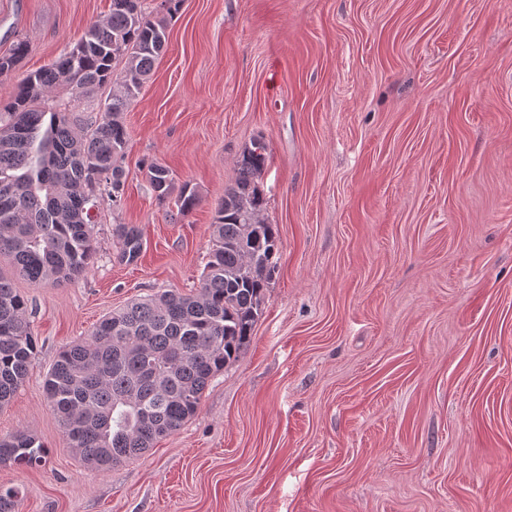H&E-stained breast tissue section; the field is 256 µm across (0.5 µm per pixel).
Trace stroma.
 <instances>
[{
    "label": "stroma",
    "instance_id": "obj_1",
    "mask_svg": "<svg viewBox=\"0 0 512 512\" xmlns=\"http://www.w3.org/2000/svg\"><path fill=\"white\" fill-rule=\"evenodd\" d=\"M111 0H0V55L72 49ZM123 120L124 200L89 270L14 278L37 354L0 437L15 512H512V0H183ZM268 144L280 257L239 358L194 416L100 473L43 393L59 350L129 301L192 292L245 146ZM200 202L176 217L147 167ZM143 250L121 261L113 224ZM149 183L159 201H164L173 187L172 171L161 164H153L148 168ZM36 437L26 431H18L0 439V464L33 467L42 463L46 451Z\"/></svg>",
    "mask_w": 512,
    "mask_h": 512
}]
</instances>
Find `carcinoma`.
<instances>
[{"label":"carcinoma","mask_w":512,"mask_h":512,"mask_svg":"<svg viewBox=\"0 0 512 512\" xmlns=\"http://www.w3.org/2000/svg\"><path fill=\"white\" fill-rule=\"evenodd\" d=\"M143 0H112L108 17L91 25L63 56L26 74L0 98V256L12 274L35 285H60L86 273L93 258L90 205L106 195L121 205L128 134L122 116L168 44L167 18L182 0H161L157 16ZM29 53L23 38L0 56V76L16 72ZM116 87L98 120L50 106L57 89L88 96ZM268 146L258 138L238 163L211 224L213 248L199 290H162L102 318L90 334L63 348L44 380L70 448L104 473L139 457L177 430L199 406L209 381L235 361L262 312L276 267L274 225L261 218L258 180ZM158 200L173 187L172 171L148 168ZM179 216L198 205L184 184ZM113 234L119 258L135 261L142 235L132 224ZM33 306L0 272V406L23 385L36 354ZM46 451L18 431L0 439V464L33 467Z\"/></svg>","instance_id":"carcinoma-1"}]
</instances>
